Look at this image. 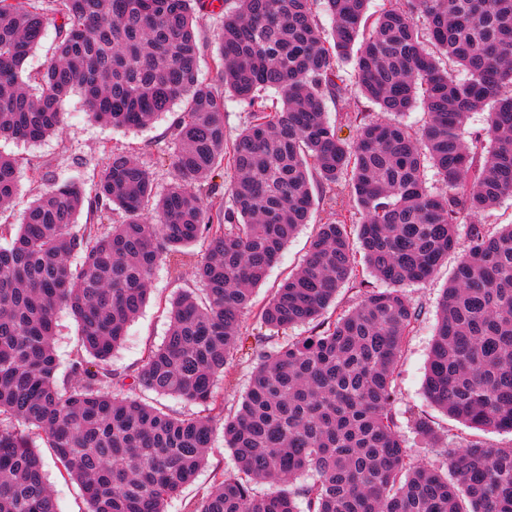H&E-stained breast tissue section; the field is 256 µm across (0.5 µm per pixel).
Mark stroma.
Instances as JSON below:
<instances>
[{"instance_id": "obj_1", "label": "stroma", "mask_w": 512, "mask_h": 512, "mask_svg": "<svg viewBox=\"0 0 512 512\" xmlns=\"http://www.w3.org/2000/svg\"><path fill=\"white\" fill-rule=\"evenodd\" d=\"M64 121L57 131L46 140L29 144L16 140H0V152L11 155L18 162L20 188L11 207L0 215V245L9 243L15 233L22 213L36 195L46 188V181L34 180L33 168L43 174L67 177L82 174L86 198H93L94 170L100 169L111 151L132 150L135 156L150 166L158 188H166L173 173L166 162L170 148L169 126L172 114H165L148 128L116 131L90 120L79 95H71L64 102ZM365 111L379 116L378 106L366 100L355 85H348L339 101L328 103V117L335 122L341 137L350 138L356 133L353 118ZM331 218L327 197H317L309 224L304 225L283 250L278 262L270 270L266 281L255 290V304H262L278 287L282 279L298 268L305 258L318 227ZM468 246L460 240L455 251L426 283L410 285L406 294L413 304L422 308V316L414 332L403 348L396 380L397 400L395 409L399 415L402 436L408 452L420 462L444 465L445 459L437 450L425 447L423 442L407 426L405 412L415 408L426 415L438 431L450 430L460 437L479 439L493 446L512 443V433L482 432L467 428L448 418L430 405L423 394V380L436 328L438 303L448 284V277L460 256ZM200 256L199 248H190L180 279H173L166 267H158L151 280L152 294L142 313L129 325L122 347L112 360L114 370L124 372L140 367L145 349L161 343L168 329L165 306L178 289L194 287L193 267Z\"/></svg>"}]
</instances>
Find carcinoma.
<instances>
[{
  "instance_id": "1",
  "label": "carcinoma",
  "mask_w": 512,
  "mask_h": 512,
  "mask_svg": "<svg viewBox=\"0 0 512 512\" xmlns=\"http://www.w3.org/2000/svg\"><path fill=\"white\" fill-rule=\"evenodd\" d=\"M313 2H222L213 69L250 112L228 141L225 97L200 79L196 13L210 0H0V139L43 140L75 91L114 129L182 105L163 193L142 161L114 152L96 174L92 223H77L81 184L54 182L0 246V512H58L42 448L86 512H167L219 429L235 467H215L188 512H512L511 444L443 438L410 412L412 430L444 449L443 470L408 454L394 411L421 314L403 288L430 279L463 236L424 394L468 428L512 433V224L478 220L512 197V0H406L377 15L371 0H322L327 34ZM50 20L54 59L26 76ZM339 60L353 62L358 90L381 111L422 106L420 134L361 112L355 137H341L326 116L345 85ZM270 90L279 99L269 105ZM486 107L488 126L464 140L469 114ZM226 170L216 208L203 190ZM18 183L16 160L0 154V212ZM340 184L356 215L320 225L299 269L254 307V289L309 221L313 188ZM115 210L123 222L103 225ZM197 244L199 287L171 300L168 333L139 368L114 371L155 268L180 279ZM347 282L360 301L320 320ZM62 307L78 330L63 374L53 346ZM248 314L270 335L248 330ZM312 322L309 335L263 348ZM251 339L257 365L231 412L217 381ZM147 392L194 410L167 412Z\"/></svg>"
}]
</instances>
